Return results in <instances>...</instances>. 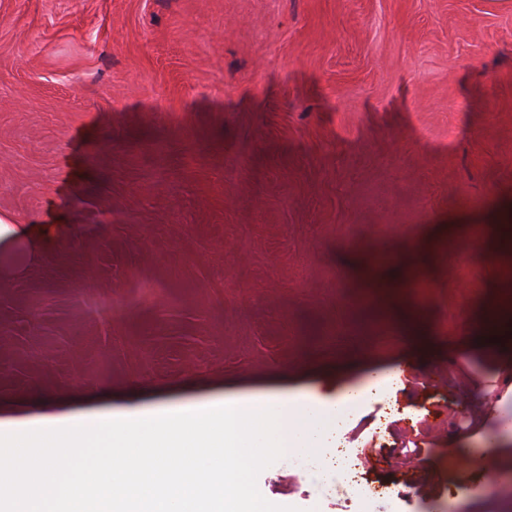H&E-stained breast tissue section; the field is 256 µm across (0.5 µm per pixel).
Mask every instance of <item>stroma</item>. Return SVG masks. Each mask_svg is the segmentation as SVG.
<instances>
[{"mask_svg": "<svg viewBox=\"0 0 512 512\" xmlns=\"http://www.w3.org/2000/svg\"><path fill=\"white\" fill-rule=\"evenodd\" d=\"M510 216L512 0H0V218L50 232L0 279V420L323 412L400 368L326 456L382 512H512L463 381L503 376Z\"/></svg>", "mask_w": 512, "mask_h": 512, "instance_id": "obj_1", "label": "stroma"}]
</instances>
